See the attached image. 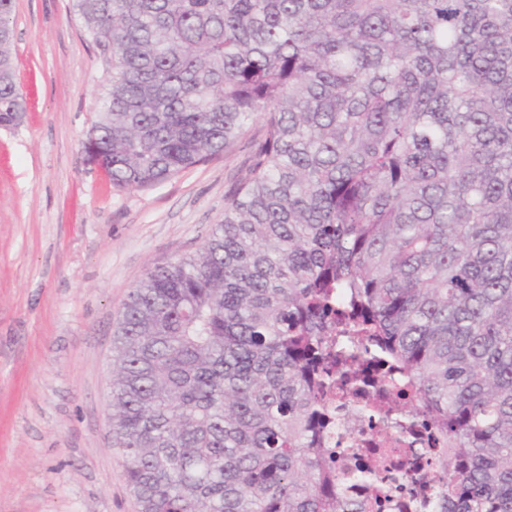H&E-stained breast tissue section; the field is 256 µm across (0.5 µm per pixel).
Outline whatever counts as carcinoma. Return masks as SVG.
Listing matches in <instances>:
<instances>
[{"label":"carcinoma","instance_id":"carcinoma-1","mask_svg":"<svg viewBox=\"0 0 512 512\" xmlns=\"http://www.w3.org/2000/svg\"><path fill=\"white\" fill-rule=\"evenodd\" d=\"M0 0V127L20 125ZM111 75L83 150L116 191L230 153L200 250L113 333L112 447L140 512H350L326 391L398 363L441 512H512V0H74ZM407 391L388 413L416 434Z\"/></svg>","mask_w":512,"mask_h":512}]
</instances>
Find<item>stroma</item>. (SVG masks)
Instances as JSON below:
<instances>
[{"instance_id": "1", "label": "stroma", "mask_w": 512, "mask_h": 512, "mask_svg": "<svg viewBox=\"0 0 512 512\" xmlns=\"http://www.w3.org/2000/svg\"><path fill=\"white\" fill-rule=\"evenodd\" d=\"M24 123L0 128V512H139L112 446L113 332L156 264L198 251L263 137L117 192L82 141L103 63L73 0H14Z\"/></svg>"}]
</instances>
